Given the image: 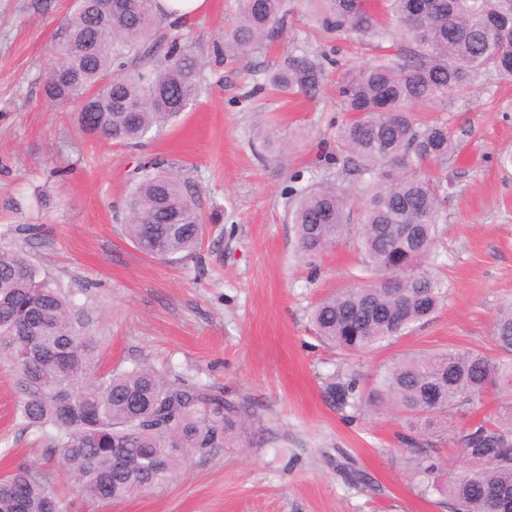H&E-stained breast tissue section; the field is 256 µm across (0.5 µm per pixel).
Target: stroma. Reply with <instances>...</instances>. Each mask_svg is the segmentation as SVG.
I'll list each match as a JSON object with an SVG mask.
<instances>
[{
  "instance_id": "35a3bbf8",
  "label": "stroma",
  "mask_w": 512,
  "mask_h": 512,
  "mask_svg": "<svg viewBox=\"0 0 512 512\" xmlns=\"http://www.w3.org/2000/svg\"><path fill=\"white\" fill-rule=\"evenodd\" d=\"M74 0H0V247L23 251L83 310L102 368L149 365L251 403L266 439L226 441L183 464L169 483L119 503L92 504L47 456L39 432L16 419L19 393L0 364V471L24 461L48 471L65 512H455L448 495L423 491L419 451L402 442L397 415L339 408L326 393L343 373L367 386L410 351H501L492 337L512 303V78L479 75L418 118L447 121V213L436 272L447 293L432 316L389 346L342 359L309 323L321 298L353 285L361 254L346 242L317 256L299 250L289 187L334 170L324 160L341 106L326 66L316 90L288 95L269 76L289 56L327 54L367 63L378 51L324 30L313 0H285L281 36L246 59L224 56L236 0H208L186 22L160 21L136 66L157 63L165 37L191 45L201 87L191 105L144 146L86 133L76 106L43 93L50 50ZM164 158L183 169L205 235L199 262L140 253L124 233L137 164Z\"/></svg>"
}]
</instances>
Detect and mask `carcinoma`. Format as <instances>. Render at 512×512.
I'll list each match as a JSON object with an SVG mask.
<instances>
[{
	"label": "carcinoma",
	"instance_id": "1",
	"mask_svg": "<svg viewBox=\"0 0 512 512\" xmlns=\"http://www.w3.org/2000/svg\"><path fill=\"white\" fill-rule=\"evenodd\" d=\"M322 25L368 37L377 47L402 34L399 59L336 65V92L346 117L336 125L327 162L338 179L290 190V214L301 251L317 255L351 237L364 255L354 285L318 301L310 313L317 337L343 355L391 343L426 319L446 285L428 268L446 223L443 178L431 175L453 152L446 122L422 124L417 107L448 101L479 74L512 76V0H385L379 13L362 0H320ZM236 25L224 31V56L244 59L280 31L284 0H239ZM156 0H76L60 24L44 80L49 101L67 105L86 93L82 128L137 147L195 99L201 67L175 39L153 68L127 69L157 32ZM323 62L292 56L269 77L280 91H313ZM127 202V238L142 254L164 260L197 257L204 226L190 184L151 158L137 169ZM359 202V223L352 206ZM413 224V240L402 225ZM497 346L512 353V306L493 325ZM0 362L10 366L25 429L41 433L91 502H119L165 485L187 458L224 446L250 424L245 401L229 400L181 376L137 365L101 370L98 340L84 332L71 300L41 277L27 257L0 248ZM336 404L390 411L403 418L406 443L448 435L447 419L490 392L512 394V360L479 350L403 353L362 391L356 379L330 380ZM466 465L437 489L457 512H512V404L451 435ZM424 490L438 465L414 462ZM0 512H63L50 474L19 464L0 475Z\"/></svg>",
	"mask_w": 512,
	"mask_h": 512
}]
</instances>
